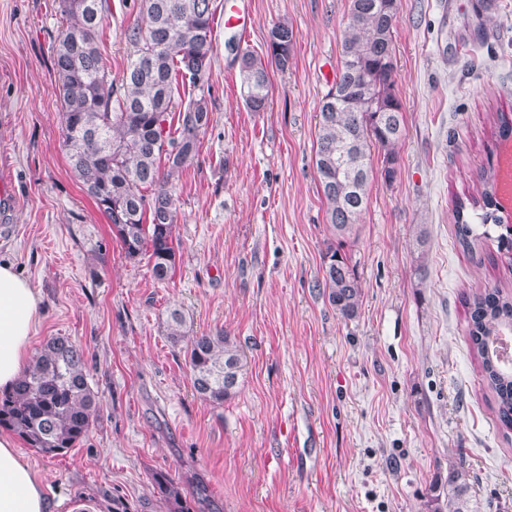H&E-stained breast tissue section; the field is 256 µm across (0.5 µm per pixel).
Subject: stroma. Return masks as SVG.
<instances>
[{"instance_id":"obj_1","label":"stroma","mask_w":512,"mask_h":512,"mask_svg":"<svg viewBox=\"0 0 512 512\" xmlns=\"http://www.w3.org/2000/svg\"><path fill=\"white\" fill-rule=\"evenodd\" d=\"M100 48L120 83L139 0H111ZM350 0H213V122L175 182L176 271L127 257L63 145L52 47L58 0H0V258L39 288L32 340L82 346L101 399L90 433L46 458L19 444L54 512H159L152 476L201 492L203 512H427L450 464L480 512H512V431L500 428L470 352L463 300L512 290L498 227L476 253L455 239L454 201L479 196L494 114L512 117V0H398L395 90L404 132L393 182L375 175L352 235L326 220L313 163L323 96L336 81ZM245 10L250 31L225 29ZM298 39L251 112L237 51L272 26ZM342 246L362 287L341 318L318 283ZM188 336L218 329L241 351L224 403L193 389L167 314Z\"/></svg>"}]
</instances>
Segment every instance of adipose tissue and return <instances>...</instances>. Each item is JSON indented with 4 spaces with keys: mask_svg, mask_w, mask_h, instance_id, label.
Masks as SVG:
<instances>
[{
    "mask_svg": "<svg viewBox=\"0 0 512 512\" xmlns=\"http://www.w3.org/2000/svg\"><path fill=\"white\" fill-rule=\"evenodd\" d=\"M41 296L13 263L0 262V389L18 379L31 360ZM0 512H51L39 479L16 450L12 433L0 430Z\"/></svg>",
    "mask_w": 512,
    "mask_h": 512,
    "instance_id": "1",
    "label": "adipose tissue"
}]
</instances>
